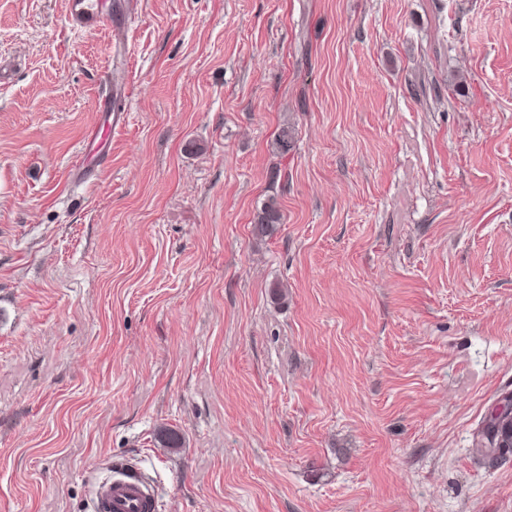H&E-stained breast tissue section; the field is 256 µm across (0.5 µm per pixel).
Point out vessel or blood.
<instances>
[{
	"instance_id": "obj_1",
	"label": "vessel or blood",
	"mask_w": 512,
	"mask_h": 512,
	"mask_svg": "<svg viewBox=\"0 0 512 512\" xmlns=\"http://www.w3.org/2000/svg\"><path fill=\"white\" fill-rule=\"evenodd\" d=\"M70 14L80 25L93 29L108 23L113 37H120V24L110 23L98 0H71ZM95 512H155L156 491L130 464H117L110 475L94 485Z\"/></svg>"
}]
</instances>
